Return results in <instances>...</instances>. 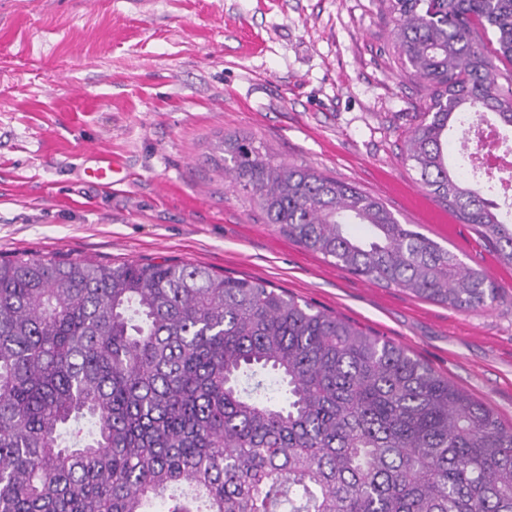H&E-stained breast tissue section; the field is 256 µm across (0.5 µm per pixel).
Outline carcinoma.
Listing matches in <instances>:
<instances>
[{
  "instance_id": "cac0c4a2",
  "label": "carcinoma",
  "mask_w": 512,
  "mask_h": 512,
  "mask_svg": "<svg viewBox=\"0 0 512 512\" xmlns=\"http://www.w3.org/2000/svg\"><path fill=\"white\" fill-rule=\"evenodd\" d=\"M428 90L422 184L512 265L502 214L448 161L475 112L512 128L479 34L512 0H381ZM210 158L267 223L349 273L457 310L481 270L379 200L244 137ZM367 230L364 236L354 225ZM512 512V428L394 343L263 282L170 261L0 260V512Z\"/></svg>"
}]
</instances>
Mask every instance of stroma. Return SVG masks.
I'll return each instance as SVG.
<instances>
[{"label":"stroma","instance_id":"35a3bbf8","mask_svg":"<svg viewBox=\"0 0 512 512\" xmlns=\"http://www.w3.org/2000/svg\"><path fill=\"white\" fill-rule=\"evenodd\" d=\"M428 101L379 0H0V259H170L281 288L405 348L512 426V267L404 157ZM247 136L480 268L459 311L352 275L266 223L209 157ZM101 148L123 183L81 180Z\"/></svg>","mask_w":512,"mask_h":512}]
</instances>
